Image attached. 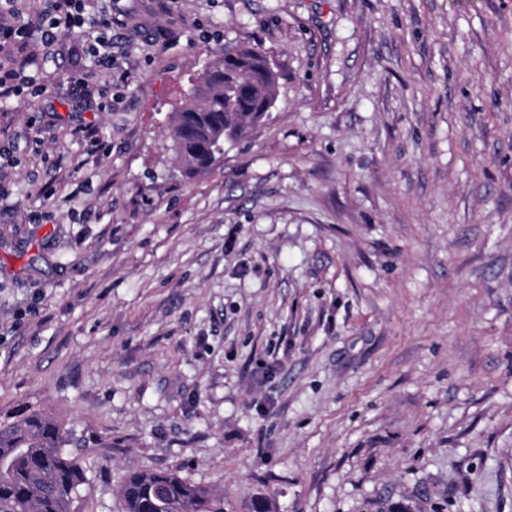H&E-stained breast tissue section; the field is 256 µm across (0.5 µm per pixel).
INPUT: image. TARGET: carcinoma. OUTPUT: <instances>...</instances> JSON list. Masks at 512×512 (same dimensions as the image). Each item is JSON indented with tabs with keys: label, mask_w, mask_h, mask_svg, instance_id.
Wrapping results in <instances>:
<instances>
[{
	"label": "carcinoma",
	"mask_w": 512,
	"mask_h": 512,
	"mask_svg": "<svg viewBox=\"0 0 512 512\" xmlns=\"http://www.w3.org/2000/svg\"><path fill=\"white\" fill-rule=\"evenodd\" d=\"M276 73L266 55L246 44L224 51L174 113L168 136L187 173H204L224 156V141L245 133L270 110ZM65 431L31 413L0 425V512H72L83 474L60 450ZM124 512H224V497L175 471L130 474L120 489Z\"/></svg>",
	"instance_id": "1"
}]
</instances>
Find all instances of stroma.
Returning <instances> with one entry per match:
<instances>
[{
  "instance_id": "stroma-1",
  "label": "stroma",
  "mask_w": 512,
  "mask_h": 512,
  "mask_svg": "<svg viewBox=\"0 0 512 512\" xmlns=\"http://www.w3.org/2000/svg\"><path fill=\"white\" fill-rule=\"evenodd\" d=\"M116 67L32 35L0 102V424L41 412L123 512H512V0H114ZM266 116L186 175L165 124L226 46ZM26 61H20L14 67L0 66V99L8 100L19 96L24 90L35 94L40 89L38 77L24 75ZM124 512H225L224 496L182 478L175 471L130 474L120 489Z\"/></svg>"
}]
</instances>
